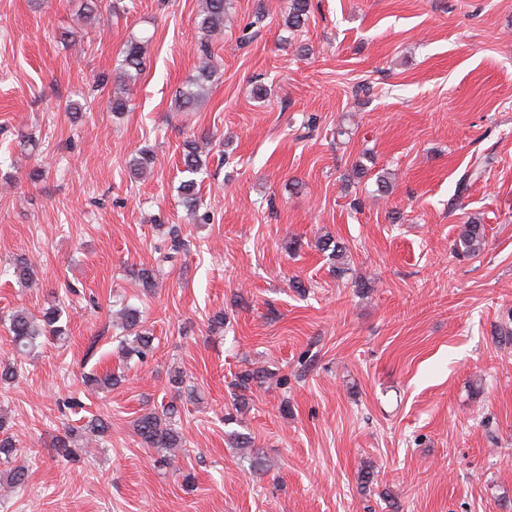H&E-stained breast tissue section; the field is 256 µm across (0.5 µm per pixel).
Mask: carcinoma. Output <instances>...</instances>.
I'll return each instance as SVG.
<instances>
[{"label":"carcinoma","mask_w":512,"mask_h":512,"mask_svg":"<svg viewBox=\"0 0 512 512\" xmlns=\"http://www.w3.org/2000/svg\"><path fill=\"white\" fill-rule=\"evenodd\" d=\"M230 0H202L197 25L199 29L209 36L224 27V18L228 14ZM311 8V0H288L287 10L284 13L283 26L289 31L300 30L307 22ZM201 57L198 65V76L192 87L182 88L176 94V103L182 112H191L206 93V82L210 81L214 66L211 54L206 44H200ZM144 64V43L141 40H132L127 43L121 63L123 77L131 79L142 71ZM182 160L186 177L179 185L180 197L185 207L192 212L195 221L207 224L210 215L200 212L198 185L195 175L199 174L205 166V160L199 153V147L194 140H185L183 143ZM154 156L147 150L140 151L139 155L130 160V170L139 175L146 169L153 167ZM482 164L473 163L466 169L455 185L452 199L461 198L468 194L471 186L481 177ZM456 246L465 255L480 254L486 246L484 225L476 220H470L458 225ZM317 248L328 253L329 259L336 264V271H343L342 265L346 263L348 255L346 246L332 242L330 238L318 240ZM64 310L58 306H50L39 314L27 310H15L8 314L5 323L11 342L18 355L24 357L31 354L42 345V339L52 337L63 340L67 337L69 326L61 325ZM122 329L135 332L130 341L121 340V351L127 357L135 356L145 361L153 355L155 350V337L147 330H136L139 326V313L136 309L125 307L119 311ZM263 378L258 369H247L238 376L234 401L236 406H246L245 392L250 385ZM122 382L121 376L106 373L102 376L92 374L88 376L87 383L98 389H110ZM178 407L175 401H170L161 408H147L134 420V430L141 443L146 448L157 451L171 452L182 445V437L176 428ZM112 423L103 416H93L79 426H70L64 431V436L56 439V453L64 458L74 459L83 448L96 437L103 436L109 431ZM23 453L12 435L8 432V424L0 416V464L8 465V469L0 471V485L8 488H22L27 485L29 470L24 465L16 464V460Z\"/></svg>","instance_id":"obj_1"}]
</instances>
